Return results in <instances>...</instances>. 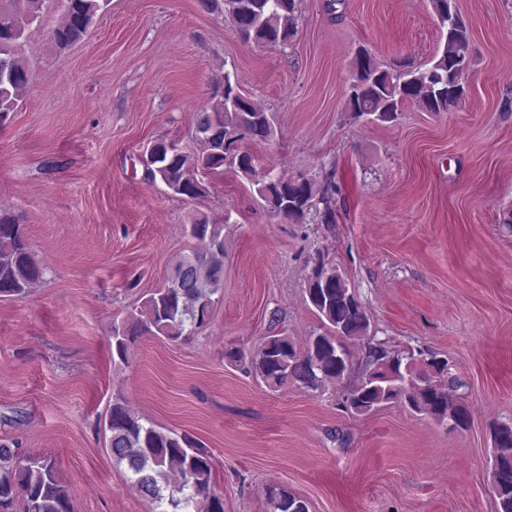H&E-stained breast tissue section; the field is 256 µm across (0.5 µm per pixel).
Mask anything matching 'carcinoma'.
I'll return each instance as SVG.
<instances>
[{
    "label": "carcinoma",
    "instance_id": "cac0c4a2",
    "mask_svg": "<svg viewBox=\"0 0 512 512\" xmlns=\"http://www.w3.org/2000/svg\"><path fill=\"white\" fill-rule=\"evenodd\" d=\"M44 0H0V131L13 122L29 84L26 63L16 53L26 30L40 18ZM61 22L51 31L60 51L87 34L96 14L109 0H61ZM442 33L441 46L424 65L403 61L398 68L382 67L368 52L351 63L347 111L366 122L393 123L407 103L425 112L458 109L467 96L465 78L451 69L455 60L471 53L468 22L456 14L448 22L449 0H430ZM208 13L230 17L247 45L289 44L298 33L300 0H198ZM212 103L196 113L195 138L201 148L184 152L175 144L156 140L144 153L149 178L160 179L176 195L196 199L206 188L199 172L217 173L228 167L250 179L259 198L275 216L302 223L314 203L328 204L336 193L330 180L298 172L274 175L259 172L260 163L247 146L268 140L272 116L256 109L240 92L237 78L224 75L223 91H214ZM197 242L176 263L167 284L156 290L143 309L129 315L112 333V355L127 358L144 335L171 341L191 335L208 323L214 296L224 288V238L220 225L198 219L188 228ZM47 267L30 249L27 225L0 207V297L22 298L43 281ZM307 298L327 329L308 337L299 350L286 336H270L250 356L246 370L271 389L288 383L316 392L326 381L350 371L343 341L364 339L369 318L350 291L348 282L329 261L314 262L305 283ZM369 350L379 356L368 362L369 374L344 395L343 402L358 414L400 401L438 421H455L465 430L470 412L458 394L460 384L448 376V361L431 357L424 364L413 355ZM112 460L124 466L140 496L156 503L158 512H224L223 498L210 490L211 456L187 434L163 431L117 399L105 421ZM495 450L493 492L497 512H512V425H493ZM269 512H310L308 502L283 484L266 489ZM70 487L54 463L25 455L13 442L0 439V512H72Z\"/></svg>",
    "mask_w": 512,
    "mask_h": 512
}]
</instances>
